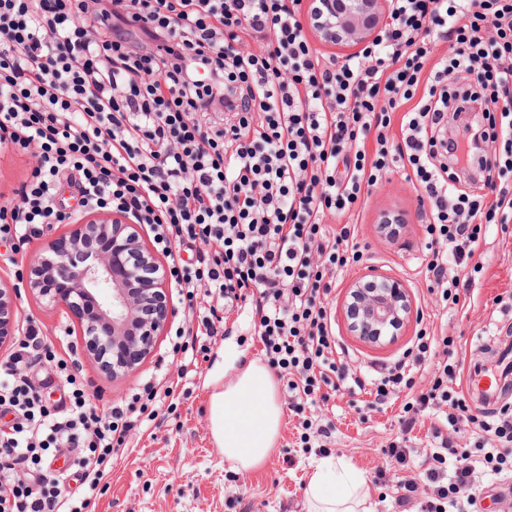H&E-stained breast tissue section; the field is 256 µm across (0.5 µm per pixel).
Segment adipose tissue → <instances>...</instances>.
Here are the masks:
<instances>
[{
  "label": "adipose tissue",
  "mask_w": 512,
  "mask_h": 512,
  "mask_svg": "<svg viewBox=\"0 0 512 512\" xmlns=\"http://www.w3.org/2000/svg\"><path fill=\"white\" fill-rule=\"evenodd\" d=\"M212 437L225 461L253 470L270 455L283 419L269 370L251 362L210 396ZM363 471L340 458L320 459L306 490L308 512H372Z\"/></svg>",
  "instance_id": "obj_1"
}]
</instances>
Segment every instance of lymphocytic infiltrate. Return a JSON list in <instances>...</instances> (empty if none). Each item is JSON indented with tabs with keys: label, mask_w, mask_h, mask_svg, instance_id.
Returning <instances> with one entry per match:
<instances>
[{
	"label": "lymphocytic infiltrate",
	"mask_w": 512,
	"mask_h": 512,
	"mask_svg": "<svg viewBox=\"0 0 512 512\" xmlns=\"http://www.w3.org/2000/svg\"><path fill=\"white\" fill-rule=\"evenodd\" d=\"M390 3L391 24L340 62L312 46L302 0H0V152L36 159L0 205V239L20 247L44 226L111 210L148 227L189 313L170 347L176 379L147 380L127 404L103 408L76 376L78 359L26 328L0 364V411L13 416L0 429V512H95L113 449L148 430L160 398L188 380L197 344L222 335L224 313L247 299L293 411L327 386L369 394L371 410L411 390L407 432L434 413L439 446L418 477L398 481L399 512H464L480 481L512 470V410L471 413L452 337L420 332L375 373L337 356L325 301L360 253L354 225L325 219L351 213L392 165H409L429 204L426 272L450 305L462 301L458 268L483 244V224L512 222V0ZM437 40L449 51L433 64ZM467 109L481 113L479 133L439 139L448 112ZM497 141L481 175L489 195L460 192L443 157L469 163ZM58 378L68 403L51 406L43 391ZM463 426L476 447L448 436ZM52 449L71 456L81 494L44 468Z\"/></svg>",
	"instance_id": "lymphocytic-infiltrate-1"
}]
</instances>
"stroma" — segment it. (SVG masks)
<instances>
[{"instance_id": "1", "label": "stroma", "mask_w": 512, "mask_h": 512, "mask_svg": "<svg viewBox=\"0 0 512 512\" xmlns=\"http://www.w3.org/2000/svg\"><path fill=\"white\" fill-rule=\"evenodd\" d=\"M388 213L405 219L400 233L393 237L378 229L381 216ZM352 222L357 227L361 257L338 277L327 311L337 343L350 353L355 365L379 366L402 357L423 329L438 337H453L458 357L469 366L483 363L512 345V223L505 227L487 225L479 267L470 266L460 273L461 280L470 281L474 300L449 308L428 290L425 228L418 213L417 193L402 166H394L363 201ZM68 230L65 224L51 225L20 250L0 243V278L16 279L32 257ZM373 271L400 280L418 311L416 318L382 348L352 336L344 312L349 288ZM166 301L171 310L169 323L152 352L132 373L112 376L90 354L85 341L77 340L79 370L97 404L125 402L158 369L176 375L177 367L166 355L176 328L187 317V308L174 292H167ZM17 320L22 324L35 321L47 344L57 352L62 349L58 331L71 324L64 312L27 292L20 295ZM261 358L251 309L233 311L225 334L211 341L197 375L191 379L189 398L176 401L172 408H160L162 426L153 435H142L137 447L113 450L112 477L96 491V512H306L308 475L325 452L364 472L373 512H393L394 482L374 480L377 468L386 460L384 450L403 443L426 455L435 421L431 414H424L411 433H402L399 417L403 402L399 399L381 409L360 412L355 395L340 389L328 402L305 411L306 416L328 425V438H312L310 449H303L301 423L287 415L270 456L260 467L237 471L225 462L212 440L209 398L239 369Z\"/></svg>"}]
</instances>
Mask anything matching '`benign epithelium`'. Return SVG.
I'll use <instances>...</instances> for the list:
<instances>
[{"mask_svg":"<svg viewBox=\"0 0 512 512\" xmlns=\"http://www.w3.org/2000/svg\"><path fill=\"white\" fill-rule=\"evenodd\" d=\"M310 20L324 41L352 47L375 38L389 14V0H311ZM93 238L107 241L87 261L75 252ZM155 276L134 287L137 266ZM376 287L351 289L349 330L361 341L381 346L409 322L414 306L405 285L382 274ZM167 273L145 247L136 225L110 211H98L84 224L53 240L27 265L23 287L63 308L80 324L88 348L112 374H128L149 355L169 317L165 304ZM20 288L0 282V350L13 342Z\"/></svg>","mask_w":512,"mask_h":512,"instance_id":"benign-epithelium-1","label":"benign epithelium"}]
</instances>
